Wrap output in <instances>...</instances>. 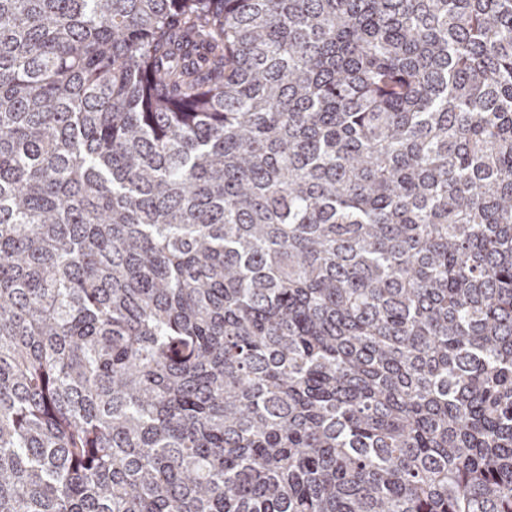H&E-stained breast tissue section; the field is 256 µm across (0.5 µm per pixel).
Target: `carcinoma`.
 Here are the masks:
<instances>
[{
  "instance_id": "1",
  "label": "carcinoma",
  "mask_w": 512,
  "mask_h": 512,
  "mask_svg": "<svg viewBox=\"0 0 512 512\" xmlns=\"http://www.w3.org/2000/svg\"><path fill=\"white\" fill-rule=\"evenodd\" d=\"M0 512H512V0H0Z\"/></svg>"
}]
</instances>
